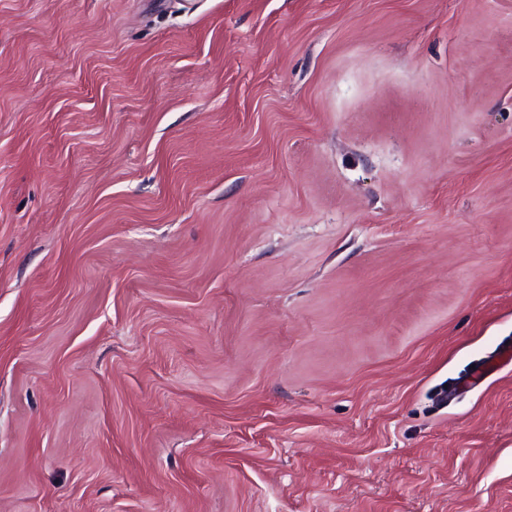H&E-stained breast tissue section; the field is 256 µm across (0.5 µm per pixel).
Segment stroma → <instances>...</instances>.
Segmentation results:
<instances>
[{
	"label": "stroma",
	"instance_id": "obj_1",
	"mask_svg": "<svg viewBox=\"0 0 512 512\" xmlns=\"http://www.w3.org/2000/svg\"><path fill=\"white\" fill-rule=\"evenodd\" d=\"M512 0H0V512H512ZM501 361L509 363L512 361V347L510 345H502L494 356H487L486 359L482 360L475 370L470 384L480 383L495 374Z\"/></svg>",
	"mask_w": 512,
	"mask_h": 512
}]
</instances>
